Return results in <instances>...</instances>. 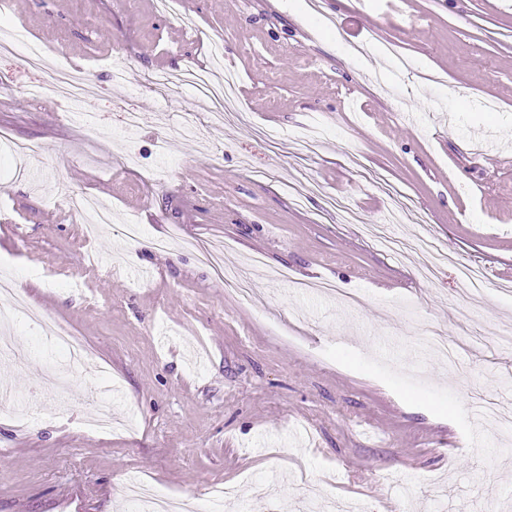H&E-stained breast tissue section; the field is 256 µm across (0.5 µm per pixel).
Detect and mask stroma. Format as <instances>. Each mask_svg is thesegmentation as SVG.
Here are the masks:
<instances>
[{
  "instance_id": "obj_1",
  "label": "stroma",
  "mask_w": 512,
  "mask_h": 512,
  "mask_svg": "<svg viewBox=\"0 0 512 512\" xmlns=\"http://www.w3.org/2000/svg\"><path fill=\"white\" fill-rule=\"evenodd\" d=\"M0 24L93 88L30 100L42 70L0 54V130L47 148L21 176L0 154V263L29 299L27 361L0 360V381L42 412L0 420V512H132L131 475L198 503L224 486V512H304L313 494L338 512H512V430L479 415L512 411L496 343L512 330V0H0ZM216 44L238 80L221 124L193 86L146 81L210 66ZM378 179L414 219H391ZM72 193L114 222L88 229ZM422 238L451 257L429 279ZM59 322L88 346L79 368L50 342ZM104 401L109 433L86 424Z\"/></svg>"
}]
</instances>
